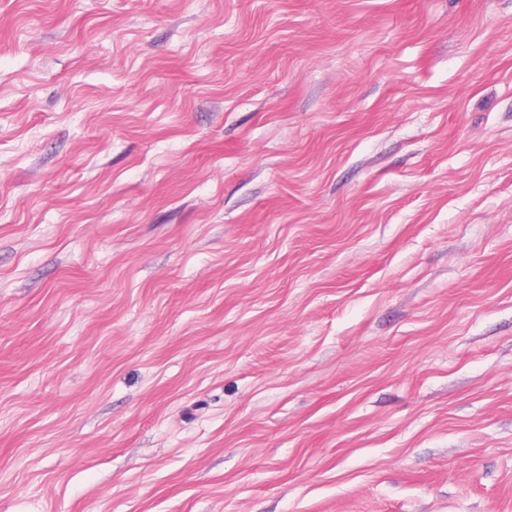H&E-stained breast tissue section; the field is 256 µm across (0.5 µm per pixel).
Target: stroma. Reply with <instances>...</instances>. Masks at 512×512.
Masks as SVG:
<instances>
[{"instance_id": "stroma-1", "label": "stroma", "mask_w": 512, "mask_h": 512, "mask_svg": "<svg viewBox=\"0 0 512 512\" xmlns=\"http://www.w3.org/2000/svg\"><path fill=\"white\" fill-rule=\"evenodd\" d=\"M0 512H512V0H0Z\"/></svg>"}]
</instances>
